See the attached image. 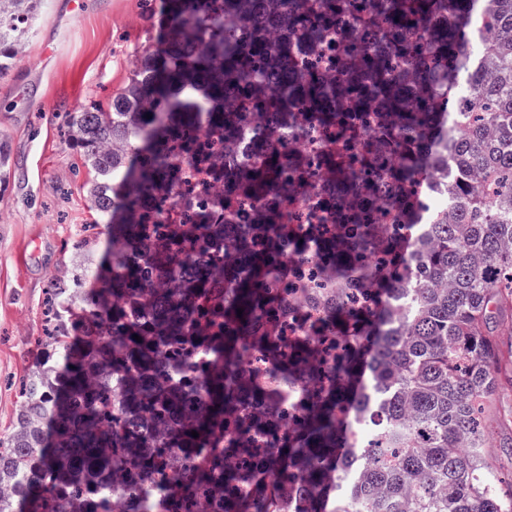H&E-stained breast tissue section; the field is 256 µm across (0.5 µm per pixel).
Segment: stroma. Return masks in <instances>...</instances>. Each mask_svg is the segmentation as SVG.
<instances>
[{"label":"stroma","instance_id":"stroma-1","mask_svg":"<svg viewBox=\"0 0 512 512\" xmlns=\"http://www.w3.org/2000/svg\"><path fill=\"white\" fill-rule=\"evenodd\" d=\"M147 25L137 0H43L26 55L0 78V139L11 149L0 183V427L40 355L47 279L70 266L61 245L74 225L95 217L62 114L108 100L128 77ZM511 415L506 390L485 417V451L504 464L512 460V424L504 422Z\"/></svg>","mask_w":512,"mask_h":512}]
</instances>
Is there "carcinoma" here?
Instances as JSON below:
<instances>
[{
    "instance_id": "cac0c4a2",
    "label": "carcinoma",
    "mask_w": 512,
    "mask_h": 512,
    "mask_svg": "<svg viewBox=\"0 0 512 512\" xmlns=\"http://www.w3.org/2000/svg\"><path fill=\"white\" fill-rule=\"evenodd\" d=\"M41 3L0 0V77ZM138 5L127 82L65 115L96 220L47 283L0 512H512L482 416L512 388V0Z\"/></svg>"
}]
</instances>
